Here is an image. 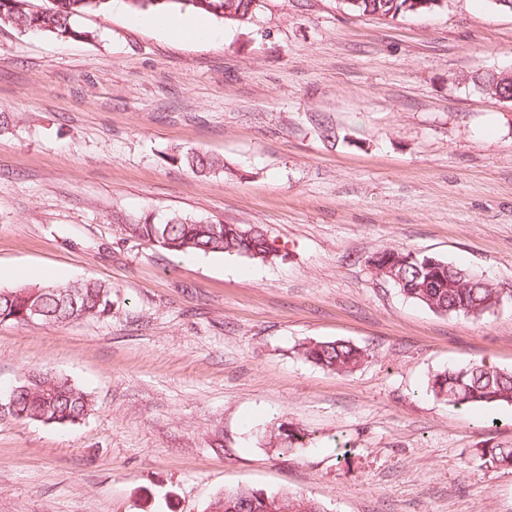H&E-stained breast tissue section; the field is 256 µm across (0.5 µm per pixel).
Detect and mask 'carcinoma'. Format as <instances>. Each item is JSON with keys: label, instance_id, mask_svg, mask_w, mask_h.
Masks as SVG:
<instances>
[{"label": "carcinoma", "instance_id": "cac0c4a2", "mask_svg": "<svg viewBox=\"0 0 512 512\" xmlns=\"http://www.w3.org/2000/svg\"><path fill=\"white\" fill-rule=\"evenodd\" d=\"M49 6L35 8L31 0H0V26L91 41L95 31L76 26V19L104 12L111 0H47ZM134 11L180 9L202 12L224 20L249 22L259 9L255 0H126ZM344 8L363 16L394 20L413 11V0H357ZM482 91L512 99V75L485 71L471 77ZM179 160L193 173L211 175L224 171V158L188 150ZM132 237L173 254H227L266 261L275 250L257 226L202 222L180 214L157 223L146 216L125 225ZM371 262L377 274L406 297L442 315L453 314L478 320L492 313L503 301V290L482 275L410 250L385 249ZM40 310V322L66 324L85 318H100L112 312V285L98 280L0 290V322H26L30 308ZM302 356L334 373H347L365 359L366 351L346 341H316L305 345ZM427 392L434 398L467 409L512 405V372L483 364L446 368L431 376ZM14 418L44 424L69 425L92 410L93 401L68 379L33 372L12 392ZM306 436L304 430L279 425L278 437L291 448ZM490 465L512 469V448L481 450ZM206 512H325L316 501L286 492L268 493L249 488L229 490L215 497Z\"/></svg>", "mask_w": 512, "mask_h": 512}]
</instances>
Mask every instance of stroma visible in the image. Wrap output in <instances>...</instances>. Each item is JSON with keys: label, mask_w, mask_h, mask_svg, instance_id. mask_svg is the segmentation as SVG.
I'll return each instance as SVG.
<instances>
[{"label": "stroma", "mask_w": 512, "mask_h": 512, "mask_svg": "<svg viewBox=\"0 0 512 512\" xmlns=\"http://www.w3.org/2000/svg\"><path fill=\"white\" fill-rule=\"evenodd\" d=\"M125 0L92 41L0 27V289L97 279L112 313L0 322V394L68 378L73 425L0 415V512H204L235 487L326 512H512V405L461 409L429 377L512 370V299L479 320L378 279L393 248L512 288V11L443 0L394 21L340 0H263L188 42ZM222 156L194 174L181 151ZM262 228L277 255L178 257L130 238L150 214ZM367 349L336 374L311 340ZM306 431L270 445L282 423ZM482 91L502 99H512V75L501 71H485L471 77Z\"/></svg>", "instance_id": "1"}]
</instances>
